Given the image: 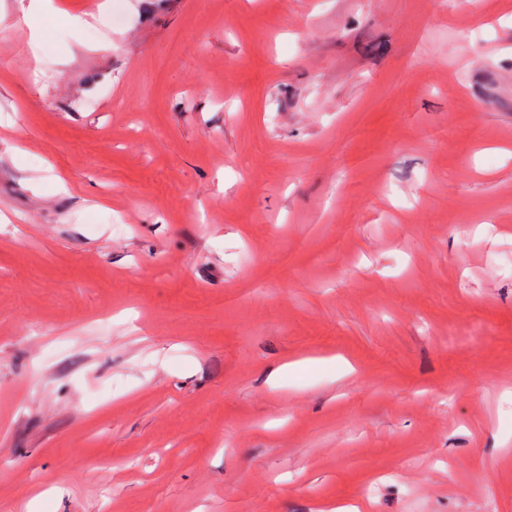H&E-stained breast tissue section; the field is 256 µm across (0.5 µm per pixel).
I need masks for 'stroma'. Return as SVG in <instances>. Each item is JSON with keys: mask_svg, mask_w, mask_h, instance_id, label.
<instances>
[{"mask_svg": "<svg viewBox=\"0 0 512 512\" xmlns=\"http://www.w3.org/2000/svg\"><path fill=\"white\" fill-rule=\"evenodd\" d=\"M30 5L0 512H512V0Z\"/></svg>", "mask_w": 512, "mask_h": 512, "instance_id": "1", "label": "stroma"}]
</instances>
